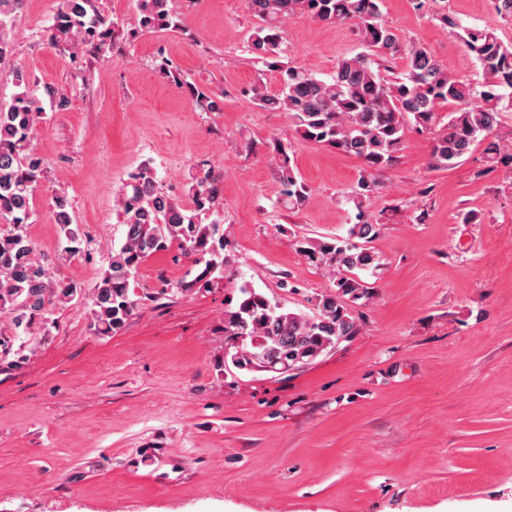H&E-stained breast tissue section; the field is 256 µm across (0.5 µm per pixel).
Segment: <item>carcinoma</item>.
I'll use <instances>...</instances> for the list:
<instances>
[{
    "label": "carcinoma",
    "instance_id": "1",
    "mask_svg": "<svg viewBox=\"0 0 512 512\" xmlns=\"http://www.w3.org/2000/svg\"><path fill=\"white\" fill-rule=\"evenodd\" d=\"M24 0H0V63L12 52L8 26ZM138 27L146 30L180 27L171 0H138ZM257 19L250 49L256 59L280 75L281 88L268 94L256 87L252 101L262 109L288 113L298 139L313 142L354 156L362 162L357 199L370 197L379 187L377 174L394 167L404 148L409 125L433 132L432 164L446 169L487 142L484 175L500 164L512 165L499 135L500 113L512 107V42H504L495 24L469 27L443 12L441 24L457 31V37L477 60L484 77L482 89L448 74L432 55L414 40L402 36L381 18L382 0H247ZM306 14L326 24L352 21L357 26L364 51L336 63L330 79L290 65L282 56L283 21ZM113 22L97 11L96 0H62L48 30L49 43L71 53L90 46L101 50L113 33ZM403 60L404 72L387 80L381 70ZM156 67L188 95L204 112L219 109L216 92L201 87L161 59ZM20 92L8 106L0 107V313L10 317L16 328H28L54 303L82 296V289L63 280L54 281L50 265L35 255L27 234L30 200L45 165L31 148V139L42 112L41 98L51 105L66 106L63 90L46 85L42 96L31 90L29 79L13 73ZM448 104V122L438 121V106ZM292 145L274 141V164L281 184L280 202L295 209L303 206L308 187L291 163ZM188 193L192 207L160 191L156 172L143 163L130 175L118 198L123 217V242L113 250L108 269L88 296L91 326L97 336L120 331L134 314L138 300L130 281L151 255L176 243L180 249L205 258L195 279L180 285L177 292L190 293L196 285L206 288L214 274L224 272V189L205 162L198 165ZM56 224L68 242L65 253H80V231L72 224L66 195L52 197ZM214 219L205 224L201 215ZM348 230V239L329 242L308 240L303 252L309 260L333 268L334 289L315 297L311 314L293 310L244 284L236 304L224 310V336L231 342L230 360L239 370L265 364L277 369L308 365L334 349L342 337L360 331L359 318L349 303L369 295V287L358 272L380 265L370 243L378 234L377 224L364 214ZM15 337L0 333V356L24 355L13 349Z\"/></svg>",
    "mask_w": 512,
    "mask_h": 512
}]
</instances>
